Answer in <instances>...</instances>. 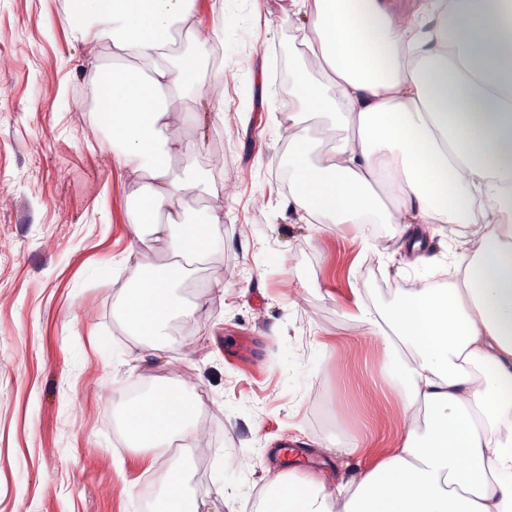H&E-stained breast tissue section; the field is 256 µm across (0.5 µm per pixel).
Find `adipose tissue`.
<instances>
[{"label": "adipose tissue", "instance_id": "adipose-tissue-1", "mask_svg": "<svg viewBox=\"0 0 512 512\" xmlns=\"http://www.w3.org/2000/svg\"><path fill=\"white\" fill-rule=\"evenodd\" d=\"M306 59L317 80L294 85L288 202L308 224H469L473 202L494 215L476 245L451 253L457 278L418 281L376 319L387 375L407 418L425 409L394 453L330 489L316 478L274 475L259 512H512V0H430L405 25L381 0H314ZM71 31L88 49L87 80L101 103L112 162L129 189L136 239L167 241L173 262L137 259L121 319L155 352L172 317L188 315L174 294L183 259L208 253L222 205L196 218L174 200L212 191L171 159L198 148L162 139L182 123L170 100L202 97L209 34L196 0H69ZM196 43L193 68L168 54L174 29ZM110 62L96 59L100 46ZM348 134L311 153L307 116ZM390 189L396 206L380 189ZM202 403L160 388L131 402L122 421L132 446L191 443Z\"/></svg>", "mask_w": 512, "mask_h": 512}]
</instances>
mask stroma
I'll use <instances>...</instances> for the list:
<instances>
[{"mask_svg": "<svg viewBox=\"0 0 512 512\" xmlns=\"http://www.w3.org/2000/svg\"><path fill=\"white\" fill-rule=\"evenodd\" d=\"M197 8L218 34L224 112L172 99L188 119L165 135L200 141L172 164L220 187L224 222L176 286L194 317L170 321L150 364L119 315L125 251L162 265L169 246L131 233L65 0H0V512H143L144 483L169 459L124 435L137 385L196 387L201 443L183 467L200 512H256L280 472L345 482L335 442L359 443L368 467L408 430L385 345L357 306L390 308L418 277L446 284L448 253L472 227L434 237L419 225L434 259L419 268L402 225L370 236L303 223L286 205L290 100L278 73L312 75L296 40L311 11L236 0L230 24L214 0Z\"/></svg>", "mask_w": 512, "mask_h": 512, "instance_id": "35a3bbf8", "label": "stroma"}]
</instances>
